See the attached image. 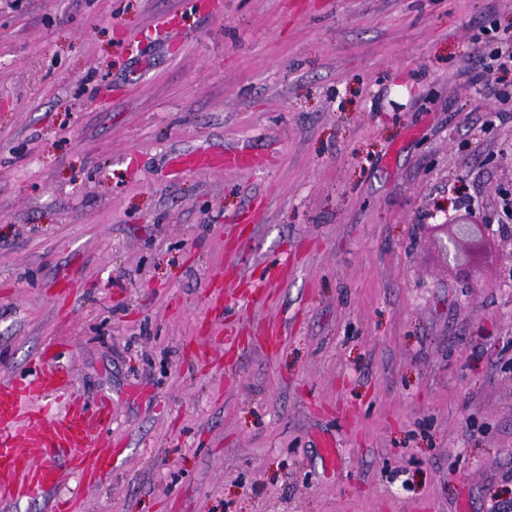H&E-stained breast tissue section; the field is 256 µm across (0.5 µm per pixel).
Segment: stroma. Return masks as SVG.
Instances as JSON below:
<instances>
[{"instance_id": "1", "label": "stroma", "mask_w": 512, "mask_h": 512, "mask_svg": "<svg viewBox=\"0 0 512 512\" xmlns=\"http://www.w3.org/2000/svg\"><path fill=\"white\" fill-rule=\"evenodd\" d=\"M507 31L512 0H0V380L54 346L121 446L56 495L512 512ZM203 151L264 165L175 167ZM448 225L454 226L455 230L449 238L447 231L446 238L439 240L440 249L448 265L459 266L465 259L467 246L478 245L490 226L479 224L478 221H463L445 226L448 227Z\"/></svg>"}]
</instances>
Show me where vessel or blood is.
Listing matches in <instances>:
<instances>
[{"label":"vessel or blood","mask_w":512,"mask_h":512,"mask_svg":"<svg viewBox=\"0 0 512 512\" xmlns=\"http://www.w3.org/2000/svg\"><path fill=\"white\" fill-rule=\"evenodd\" d=\"M186 164L252 169L244 152L199 153ZM115 449L78 404L67 375L45 358L33 373L0 382V501L49 500V512H80L77 503L54 496L61 467L100 479L112 467Z\"/></svg>","instance_id":"obj_1"}]
</instances>
